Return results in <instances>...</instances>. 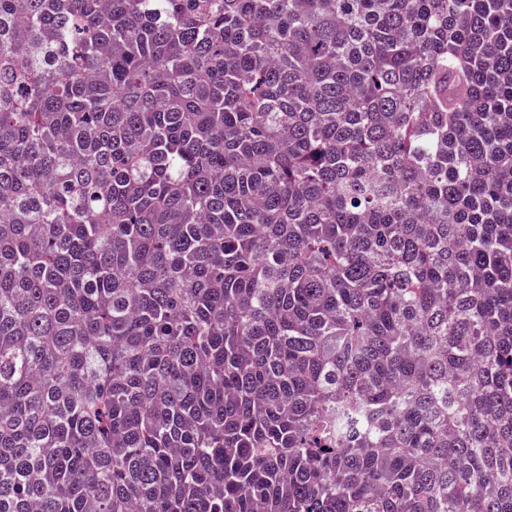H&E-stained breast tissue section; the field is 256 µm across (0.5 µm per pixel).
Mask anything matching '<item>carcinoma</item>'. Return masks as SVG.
<instances>
[{"label": "carcinoma", "instance_id": "carcinoma-1", "mask_svg": "<svg viewBox=\"0 0 512 512\" xmlns=\"http://www.w3.org/2000/svg\"><path fill=\"white\" fill-rule=\"evenodd\" d=\"M0 512H512V0H0Z\"/></svg>", "mask_w": 512, "mask_h": 512}]
</instances>
